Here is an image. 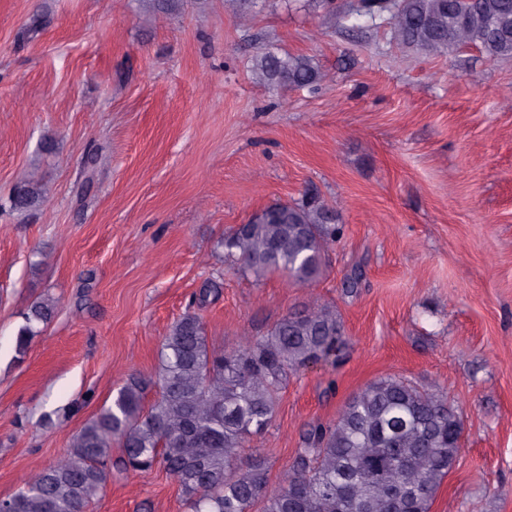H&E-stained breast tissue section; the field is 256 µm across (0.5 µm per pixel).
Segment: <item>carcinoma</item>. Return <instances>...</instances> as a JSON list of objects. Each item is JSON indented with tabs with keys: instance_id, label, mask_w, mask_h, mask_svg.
Segmentation results:
<instances>
[{
	"instance_id": "1",
	"label": "carcinoma",
	"mask_w": 512,
	"mask_h": 512,
	"mask_svg": "<svg viewBox=\"0 0 512 512\" xmlns=\"http://www.w3.org/2000/svg\"><path fill=\"white\" fill-rule=\"evenodd\" d=\"M365 20L387 21L401 42L427 51L475 46L512 56V0H367ZM263 77L277 85L320 79L310 59L266 53ZM38 185L17 188L11 208L41 202ZM332 211L309 201L270 206L224 237V251L257 278L279 273L315 280L339 237ZM55 303L31 304L19 329L25 349L51 320ZM340 318L328 308L289 314L237 350L209 348L202 318L186 312L164 337L157 371L134 375L112 403L75 434L67 458L0 499L7 512H84L110 475L112 442L126 469H164L179 484L188 512H429L456 462L462 421L442 394L404 377L379 378L352 395L337 420L302 434L288 476L268 491V466L237 464L238 449L271 425L288 378L337 358ZM155 398L145 404L150 392Z\"/></svg>"
}]
</instances>
